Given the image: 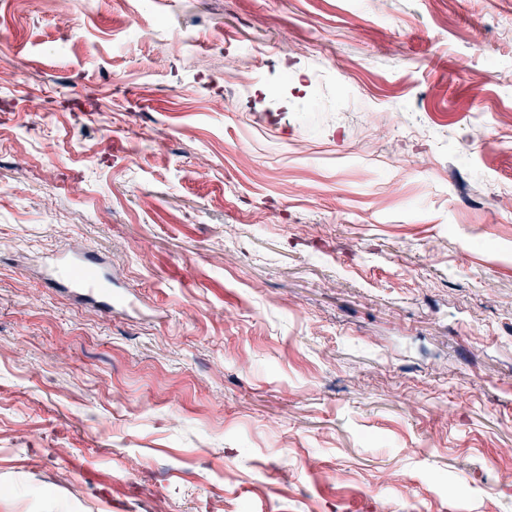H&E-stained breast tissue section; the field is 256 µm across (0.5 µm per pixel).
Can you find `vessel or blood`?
<instances>
[{
	"instance_id": "b4317fda",
	"label": "vessel or blood",
	"mask_w": 512,
	"mask_h": 512,
	"mask_svg": "<svg viewBox=\"0 0 512 512\" xmlns=\"http://www.w3.org/2000/svg\"><path fill=\"white\" fill-rule=\"evenodd\" d=\"M101 265L100 256L94 252L61 257L51 264L48 281L54 287L108 311L112 308V292L102 283Z\"/></svg>"
}]
</instances>
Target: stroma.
I'll use <instances>...</instances> for the list:
<instances>
[{
  "label": "stroma",
  "instance_id": "1",
  "mask_svg": "<svg viewBox=\"0 0 512 512\" xmlns=\"http://www.w3.org/2000/svg\"><path fill=\"white\" fill-rule=\"evenodd\" d=\"M510 193L512 0H0V512H512ZM101 265V257L95 252L60 257L51 264L48 281L54 287L108 311L112 308V290L102 283Z\"/></svg>",
  "mask_w": 512,
  "mask_h": 512
}]
</instances>
